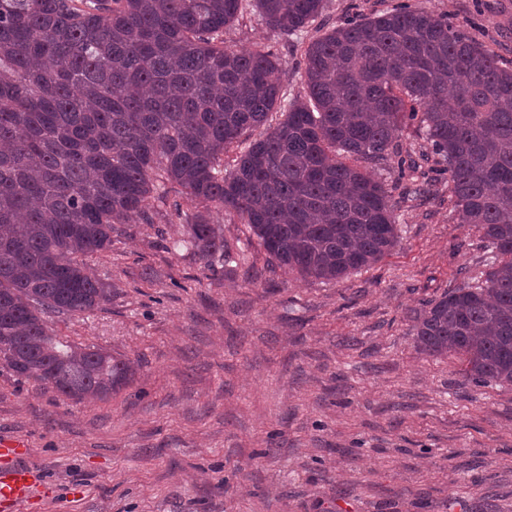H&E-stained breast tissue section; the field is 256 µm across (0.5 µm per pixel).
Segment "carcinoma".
<instances>
[{
  "label": "carcinoma",
  "mask_w": 512,
  "mask_h": 512,
  "mask_svg": "<svg viewBox=\"0 0 512 512\" xmlns=\"http://www.w3.org/2000/svg\"><path fill=\"white\" fill-rule=\"evenodd\" d=\"M289 36L325 0H0V367L71 400L126 386L129 363L54 336L44 315L110 300L82 257L145 211L155 182L196 209L183 246L224 257L212 214L237 216L279 267L335 280L397 242L389 192L346 162L404 127L448 172L457 223L490 251L482 281L410 312L417 349L478 387L512 386V68L448 19L402 4L304 51L307 99L236 156L281 106L282 63L230 51L247 2Z\"/></svg>",
  "instance_id": "cac0c4a2"
}]
</instances>
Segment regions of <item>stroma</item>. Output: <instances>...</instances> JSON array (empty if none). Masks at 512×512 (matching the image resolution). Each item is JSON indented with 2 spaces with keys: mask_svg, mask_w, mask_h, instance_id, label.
<instances>
[{
  "mask_svg": "<svg viewBox=\"0 0 512 512\" xmlns=\"http://www.w3.org/2000/svg\"><path fill=\"white\" fill-rule=\"evenodd\" d=\"M403 3L512 62V0H326L290 38L251 9L224 45L273 52L289 103L306 93L313 37ZM425 146L412 122L393 154L364 163L391 194L398 241L331 281L275 266L221 213L223 267L174 250L192 208L174 210L181 188L166 183L169 205L150 201L86 259L109 302L48 318L61 340L129 362V384L75 402L0 367V440H23L45 476L22 512H512V388L474 386L456 359L419 352L407 317L487 261L445 176L427 173L432 193L404 201L397 163Z\"/></svg>",
  "mask_w": 512,
  "mask_h": 512,
  "instance_id": "1",
  "label": "stroma"
}]
</instances>
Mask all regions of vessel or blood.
Masks as SVG:
<instances>
[{"label":"vessel or blood","instance_id":"obj_1","mask_svg":"<svg viewBox=\"0 0 512 512\" xmlns=\"http://www.w3.org/2000/svg\"><path fill=\"white\" fill-rule=\"evenodd\" d=\"M27 453L24 442L0 440V512H17L44 483L42 471L24 464Z\"/></svg>","mask_w":512,"mask_h":512}]
</instances>
